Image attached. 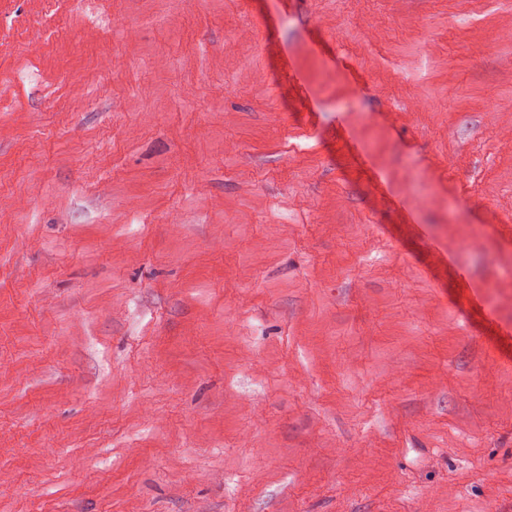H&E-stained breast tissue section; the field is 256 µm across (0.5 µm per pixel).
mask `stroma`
I'll return each mask as SVG.
<instances>
[{
  "mask_svg": "<svg viewBox=\"0 0 512 512\" xmlns=\"http://www.w3.org/2000/svg\"><path fill=\"white\" fill-rule=\"evenodd\" d=\"M509 28L0 0V512H512Z\"/></svg>",
  "mask_w": 512,
  "mask_h": 512,
  "instance_id": "obj_1",
  "label": "stroma"
}]
</instances>
